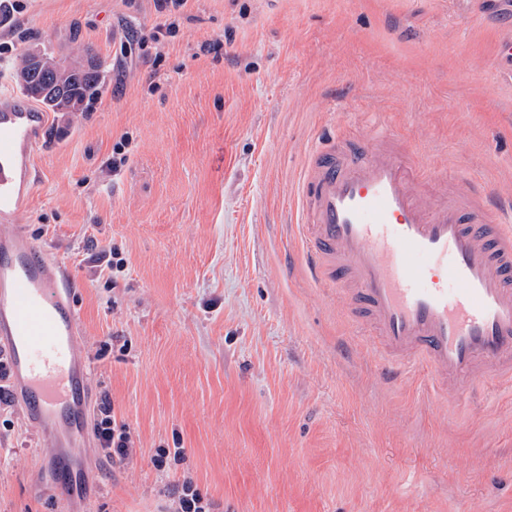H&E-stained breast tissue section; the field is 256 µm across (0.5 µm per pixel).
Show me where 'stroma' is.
Returning <instances> with one entry per match:
<instances>
[{
    "instance_id": "stroma-1",
    "label": "stroma",
    "mask_w": 512,
    "mask_h": 512,
    "mask_svg": "<svg viewBox=\"0 0 512 512\" xmlns=\"http://www.w3.org/2000/svg\"><path fill=\"white\" fill-rule=\"evenodd\" d=\"M511 31L512 0H0V93L32 48L103 63L50 113L19 221L70 270L91 391L133 440L72 449L65 503L51 437L0 404V512H176L186 480L211 512H512V390L386 377L295 226L309 148L372 114L426 201L512 199Z\"/></svg>"
}]
</instances>
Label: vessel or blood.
Segmentation results:
<instances>
[{
  "mask_svg": "<svg viewBox=\"0 0 512 512\" xmlns=\"http://www.w3.org/2000/svg\"><path fill=\"white\" fill-rule=\"evenodd\" d=\"M46 112L0 95V352L28 421L51 434L53 470L89 428L92 369L78 346L69 272L18 224L32 202ZM376 149L313 146L297 185L311 278L352 284L351 312L391 377L423 368L464 395L512 382V225L507 203L458 185L421 202L419 171L375 133Z\"/></svg>",
  "mask_w": 512,
  "mask_h": 512,
  "instance_id": "1",
  "label": "vessel or blood"
}]
</instances>
